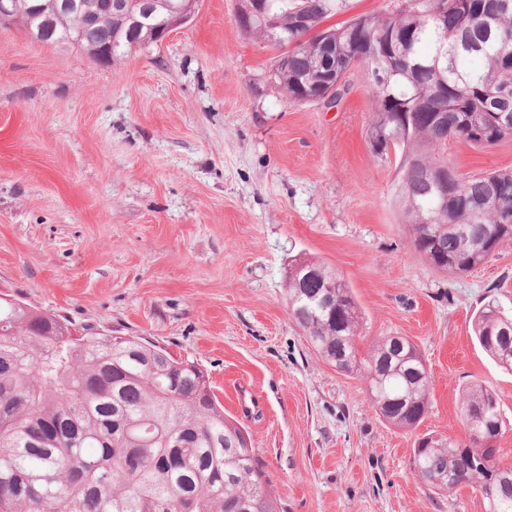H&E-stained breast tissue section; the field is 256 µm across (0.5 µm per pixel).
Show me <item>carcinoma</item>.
Returning a JSON list of instances; mask_svg holds the SVG:
<instances>
[{"mask_svg": "<svg viewBox=\"0 0 512 512\" xmlns=\"http://www.w3.org/2000/svg\"><path fill=\"white\" fill-rule=\"evenodd\" d=\"M275 38L238 25L247 37L288 56L274 80L292 103L324 95L365 64L370 73L374 151L399 142L398 200L412 245L439 272L464 275L512 239V170L464 176L448 160L450 139L482 147L512 137V0H408L382 14H361L315 30L346 0H270ZM305 13L311 29L294 17ZM170 11L161 0H112L90 28L60 13L51 41L76 38L121 59L162 42ZM385 71L379 85L374 70ZM448 168V199L433 187ZM305 288L288 285L292 318L329 363L343 353L364 369L384 420L412 431L430 406L429 375L406 337L372 342L359 357L361 315L351 288L327 264ZM480 346L512 372V315L489 302L473 320ZM468 438L420 437L414 470L431 488L469 485L488 512H512V466L494 442L506 430L495 393L480 383L459 397ZM0 512H280L251 435L224 406L207 373L140 336L80 332L54 314L0 299Z\"/></svg>", "mask_w": 512, "mask_h": 512, "instance_id": "cac0c4a2", "label": "carcinoma"}]
</instances>
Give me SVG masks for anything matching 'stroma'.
<instances>
[{"mask_svg":"<svg viewBox=\"0 0 512 512\" xmlns=\"http://www.w3.org/2000/svg\"><path fill=\"white\" fill-rule=\"evenodd\" d=\"M238 4L197 0L161 45L110 65L0 26V295L198 364L280 512H485L470 487L421 482L413 443L465 438L458 397L479 382L499 398L512 466V373L471 329L489 301L512 313V242L465 275L432 270L401 217L398 161L369 143L366 69L334 109L289 103ZM447 153L466 175L512 169V138ZM303 256L352 288L359 351L416 345L431 381L416 431L387 423L361 375L290 317L286 271Z\"/></svg>","mask_w":512,"mask_h":512,"instance_id":"1","label":"stroma"}]
</instances>
